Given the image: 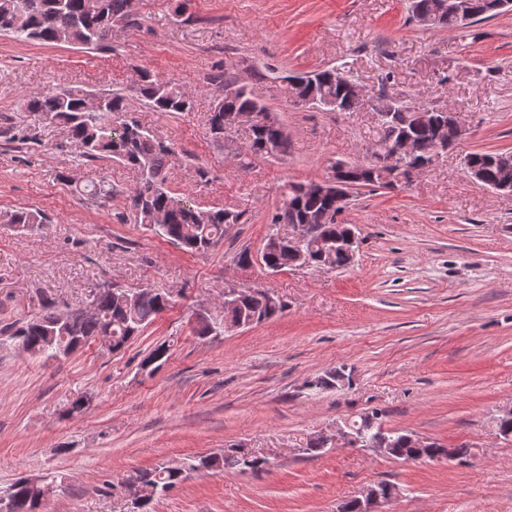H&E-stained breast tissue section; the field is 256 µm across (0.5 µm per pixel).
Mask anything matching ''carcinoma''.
<instances>
[{
	"label": "carcinoma",
	"instance_id": "obj_1",
	"mask_svg": "<svg viewBox=\"0 0 512 512\" xmlns=\"http://www.w3.org/2000/svg\"><path fill=\"white\" fill-rule=\"evenodd\" d=\"M447 0H411L413 18L430 28L450 31L461 27L456 16L448 11ZM473 22L489 20L501 12L498 0H471ZM113 20L132 22L131 0H0V34L16 40L38 41L46 44H68L89 50L110 48L102 39V32ZM278 96L295 105L299 99L314 97L320 108L334 112H350L356 97L350 94L349 82L336 79V69L327 68L309 75L282 77ZM87 91L69 87L42 97H34L26 104L29 112L42 114L61 125L70 139L81 148V157L87 161L108 159L124 164L138 173L136 188L131 192L130 221L141 224L158 236L191 252H205L215 247L230 227L239 223L242 213L226 208L205 210L195 201L174 192L168 184L169 170L175 159V150L163 137L145 128L138 121L124 118L130 111L129 98L135 97L155 112L168 114L191 112L194 100L175 80L162 78L141 69L130 91L112 90L103 94L99 110L91 111L86 104ZM377 114L378 145L388 147L401 136L414 140L415 154L404 161L418 165L432 159L437 129L432 122L438 109L423 105H408L391 99ZM265 114L272 122H246L249 130L244 167L252 165L255 157L281 158L288 154V134L280 120L273 116L264 99L253 89L240 85L235 78H224L222 95L215 100L208 119L211 139L222 142L231 136L224 127V115ZM505 152L474 151L465 155V168L475 167L486 183L498 179ZM344 179L357 190L362 187H391L392 181L382 177L374 162L352 163L344 172ZM82 194L95 201L112 196V186L101 180L81 189ZM283 202L271 217V225L305 224L307 218L325 213H336L335 202L321 194L315 182H289L283 186ZM4 221L21 230L32 231L50 222V217L36 209L20 207L4 215ZM351 229L336 219L321 225L324 240L344 239ZM262 263L267 271H285L302 262L288 256L285 244H273L267 235L262 245ZM323 263L333 270L350 266L348 252L337 249ZM116 289L99 288L92 295L95 307L82 316L59 311L55 304L43 300L41 308L22 322L12 336L34 352L37 357L60 359L101 336L112 337V352L117 353L140 336L172 301L157 288H143L129 294V301L114 299ZM282 302L270 304L263 294L250 295L237 306L224 308V328L247 325V319L258 324L284 312ZM370 438L380 435L389 438L391 456L418 461L437 453L441 446L435 442L426 448H416L410 434L401 431L382 433L381 423L359 422ZM268 459L243 448H230L224 455L201 456L187 463L183 469H170L160 464L152 469L136 472L123 484L141 481L151 485L156 495H163L183 483L191 472L200 469L222 468L245 472L264 468ZM43 502L42 484L29 477H20L0 496V508L5 512H40Z\"/></svg>",
	"mask_w": 512,
	"mask_h": 512
}]
</instances>
